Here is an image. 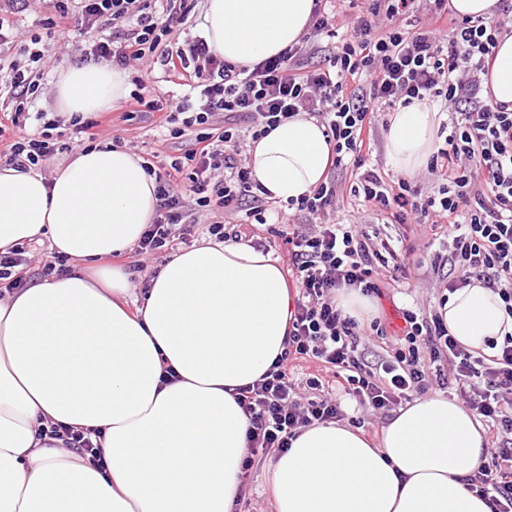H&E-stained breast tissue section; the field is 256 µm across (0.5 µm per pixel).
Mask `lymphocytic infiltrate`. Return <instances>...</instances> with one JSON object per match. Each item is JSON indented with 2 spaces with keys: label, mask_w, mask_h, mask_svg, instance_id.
Wrapping results in <instances>:
<instances>
[{
  "label": "lymphocytic infiltrate",
  "mask_w": 512,
  "mask_h": 512,
  "mask_svg": "<svg viewBox=\"0 0 512 512\" xmlns=\"http://www.w3.org/2000/svg\"><path fill=\"white\" fill-rule=\"evenodd\" d=\"M192 7V0H56L51 23L66 27L77 17L88 29L111 22L116 32L93 42L87 59L120 68L157 63L197 94V104H169L163 119L172 137L190 136L191 146L155 174L157 216L138 254L173 247L184 237L194 206L218 211L208 232L220 240L223 214L241 208L258 224L283 222L281 209L260 195L241 160L239 123H248L256 142L298 112L317 117L332 146L330 169H348L356 180L346 191L326 178L294 202L314 225L281 236L299 287L286 350L259 382L237 394L249 422L250 455L285 451L301 428L341 420L347 399L367 412L401 407L427 393L430 365L444 357L468 409L495 431L494 461L479 466L469 488L487 497L492 512H512V338L487 356L461 345L441 314L406 309L402 332L388 342L385 356L366 362V330L380 336L385 330L377 322L362 327L344 315L336 294L346 287L381 295L388 263L360 225L331 219L349 191L371 204L373 219L430 225L434 238L448 246L453 275L446 291L482 284L512 314V109L482 86L499 38L512 34V14L487 21L454 17L449 0H372L343 39L339 14L316 0L306 37L247 68L224 61L205 38L177 39L179 17ZM422 10L428 22L404 27V20ZM335 38L339 46L325 51L324 40ZM322 52L326 65H313ZM418 102L437 107L445 134L429 166L438 192L428 197L409 181L369 166L365 150L381 113ZM218 114L224 117L220 127L213 122ZM54 151L48 139L23 136L4 155L8 165L24 172ZM301 358L333 370L343 381V397L322 394V382L312 377L306 385L320 396L303 399L288 375L289 360Z\"/></svg>",
  "instance_id": "1"
}]
</instances>
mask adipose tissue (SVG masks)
Segmentation results:
<instances>
[{
    "label": "adipose tissue",
    "mask_w": 512,
    "mask_h": 512,
    "mask_svg": "<svg viewBox=\"0 0 512 512\" xmlns=\"http://www.w3.org/2000/svg\"><path fill=\"white\" fill-rule=\"evenodd\" d=\"M313 0H204L210 48L253 65L297 43ZM488 85L512 105V36ZM128 75L86 61L55 81L60 116L102 111ZM438 115L402 107L385 133L390 166L424 170ZM330 146L307 113L248 151L267 198L283 203L326 178ZM156 182L131 151H76L51 175L0 165V252L47 238L75 267L0 297V512H235L248 454L237 388L258 382L286 349L295 292L271 253L209 240L174 253L128 309L131 275L104 258L137 245L158 207ZM452 336L487 351L512 334L498 295L449 294ZM98 430L96 464L48 437L50 426ZM487 452L484 430L438 393L398 408L379 440L338 422L302 428L267 465L273 512H491L466 481Z\"/></svg>",
    "instance_id": "obj_1"
}]
</instances>
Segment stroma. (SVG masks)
Returning <instances> with one entry per match:
<instances>
[{
    "mask_svg": "<svg viewBox=\"0 0 512 512\" xmlns=\"http://www.w3.org/2000/svg\"><path fill=\"white\" fill-rule=\"evenodd\" d=\"M54 0H0V17L9 20L13 26L7 39L0 42V107H14L6 86L12 67L19 66L42 73L45 91L25 107L30 117L25 126L7 129L0 135V142L10 143L22 135H36L42 132L43 124L35 118L39 112H54L52 94L53 82L63 68L83 62V54L93 41L108 38L111 26L96 24L82 36L81 42H72L71 32L50 25L54 14ZM42 51L41 60H33L32 51ZM102 122L99 143L102 146L120 145L135 152L139 157L153 160L155 165H166L180 156L185 139H174L165 135L157 123L154 112L140 111L131 97H124L108 110L101 112ZM225 227L228 233L252 240L262 250L271 252L280 265L288 260L280 237L268 232L266 227L251 225L245 213L228 215ZM369 234L380 239L403 238L400 258L406 272L398 282L386 288L381 299L376 300L377 315L381 318L388 334L399 333L403 322L399 308L413 307L423 312H432L438 306L442 287L448 276L447 268H435L433 259L438 246L433 245L432 235L424 227L410 224L404 227L394 224L368 225ZM268 456H256L253 466L244 478V495L238 512H269L272 489L266 474Z\"/></svg>",
    "mask_w": 512,
    "mask_h": 512,
    "instance_id": "obj_1",
    "label": "stroma"
}]
</instances>
